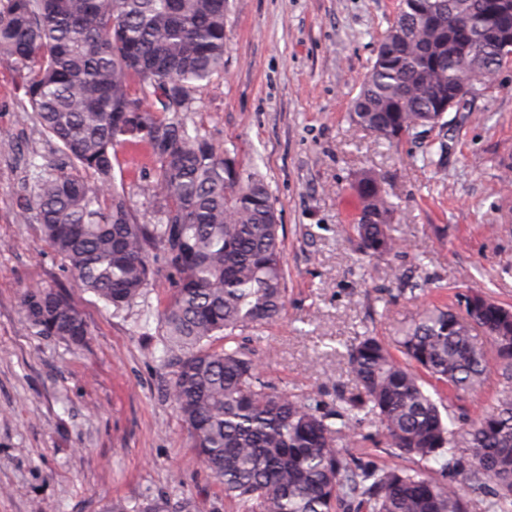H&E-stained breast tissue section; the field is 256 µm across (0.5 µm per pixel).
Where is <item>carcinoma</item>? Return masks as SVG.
Returning <instances> with one entry per match:
<instances>
[{"label": "carcinoma", "instance_id": "carcinoma-1", "mask_svg": "<svg viewBox=\"0 0 512 512\" xmlns=\"http://www.w3.org/2000/svg\"><path fill=\"white\" fill-rule=\"evenodd\" d=\"M499 0H400L375 61L352 101L351 122L388 144L436 127L449 92L486 88L512 57V30ZM226 0H0V56L26 83L27 104L64 165L39 178L21 217L79 286L119 313L159 267L171 285L158 318L177 361L172 400L200 464L224 484L240 512H471L469 493L490 494L483 512H512V308L480 291L463 312L425 306L395 331V349L361 336L346 368L358 394L336 392V408L271 384L253 353L231 344L237 330L278 320L286 306L282 225L263 179L228 149L189 130L196 85L224 70ZM138 91L131 93L129 81ZM143 148L156 165L141 186L166 201L157 224H141L117 185L121 148ZM358 250L386 257L398 205L367 172L357 183ZM26 327L82 342L88 327L60 289L20 297ZM221 339L220 348L213 342ZM494 349L496 404L462 426L425 389L456 399L487 379L484 341ZM399 456L425 465L447 455L461 479L369 467L346 457L364 424ZM463 456L456 457L457 449ZM166 498L110 512H169Z\"/></svg>", "mask_w": 512, "mask_h": 512}]
</instances>
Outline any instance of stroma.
Wrapping results in <instances>:
<instances>
[{"label":"stroma","mask_w":512,"mask_h":512,"mask_svg":"<svg viewBox=\"0 0 512 512\" xmlns=\"http://www.w3.org/2000/svg\"><path fill=\"white\" fill-rule=\"evenodd\" d=\"M397 4L228 0L224 71L196 89L187 114L264 179L283 226L286 313L235 341L267 379L327 411L337 392L357 390L338 354L356 338L393 344L421 305H455L471 289L512 306V62L441 128L379 143L348 113ZM24 101L12 60L0 57V512H106L157 497L239 512L198 462L168 392L176 367L157 316L165 275L147 302L113 314L69 276L39 224L21 220L38 177L60 160ZM366 172L400 206L392 229L403 248L384 261L361 256L352 232ZM154 174L144 152H119L115 176L145 224L165 206L140 190ZM34 286L66 290L88 324L81 345L28 333L19 298ZM361 433L350 458L410 467L374 428Z\"/></svg>","instance_id":"obj_1"}]
</instances>
